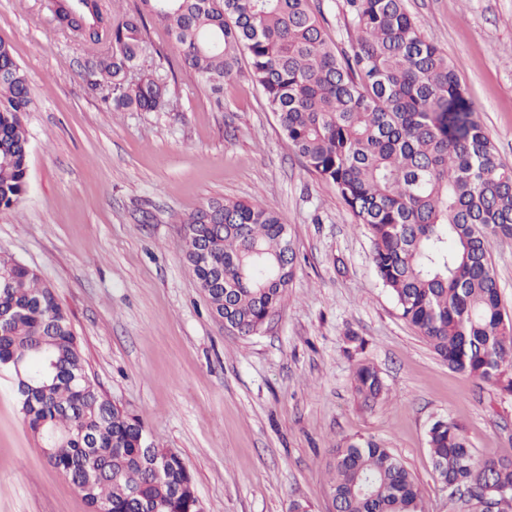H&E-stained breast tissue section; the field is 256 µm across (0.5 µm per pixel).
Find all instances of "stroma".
<instances>
[{
	"instance_id": "stroma-1",
	"label": "stroma",
	"mask_w": 512,
	"mask_h": 512,
	"mask_svg": "<svg viewBox=\"0 0 512 512\" xmlns=\"http://www.w3.org/2000/svg\"><path fill=\"white\" fill-rule=\"evenodd\" d=\"M52 0H0V40L26 71L29 189L0 210V252L34 269L68 312L89 375L142 420L149 445L185 462L203 512H334L328 465L351 438L381 441L427 512L449 501L427 428L459 422L479 456L512 458V393L448 368L400 315L372 242L332 184L288 145L248 69L210 90L164 59L157 20L139 67L164 78L162 112H115L82 74L88 51ZM447 55L501 160L512 166V0H405ZM327 40L352 53L344 0H311ZM224 198L273 204L298 263L286 300L242 337L212 316L183 261L182 219ZM384 391L366 406L358 365ZM0 512H90L51 467L0 375Z\"/></svg>"
}]
</instances>
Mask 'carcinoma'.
<instances>
[{
    "instance_id": "obj_1",
    "label": "carcinoma",
    "mask_w": 512,
    "mask_h": 512,
    "mask_svg": "<svg viewBox=\"0 0 512 512\" xmlns=\"http://www.w3.org/2000/svg\"><path fill=\"white\" fill-rule=\"evenodd\" d=\"M55 5L58 24L102 44L84 68L93 88L112 87V111L160 112L169 92L138 73L146 17L169 27L180 63L215 92L249 57L250 78L288 144L336 187L373 243L372 262L401 316L453 371L512 392V320L491 264L495 238H512V167L503 165L446 54L421 33L404 0H346L357 50L339 57L310 0H141L114 19L93 0L85 27L76 7ZM33 110L26 72L0 41V209L27 192ZM181 223L183 258L212 315L242 336L283 305L295 266L278 210L209 199ZM0 368L14 369L28 427L49 465L82 493L90 512H197L183 460L145 447L144 426L112 405L90 378L70 317L38 274L0 253ZM363 402L384 389L376 368L354 374ZM442 484L512 493V458L478 456L463 427L427 429ZM330 489L336 512H426L401 460L373 439L336 449Z\"/></svg>"
}]
</instances>
